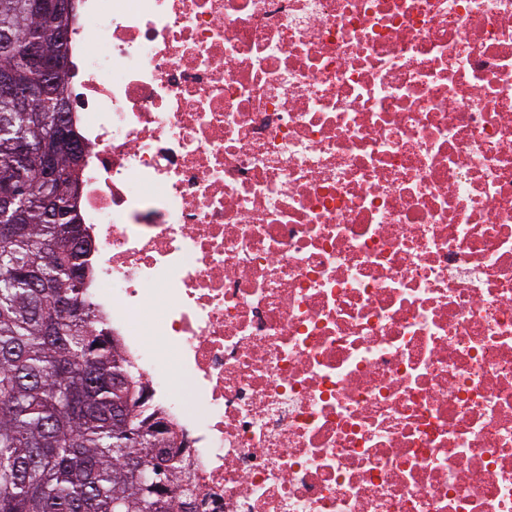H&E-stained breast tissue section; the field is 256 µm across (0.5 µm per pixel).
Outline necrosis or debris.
Listing matches in <instances>:
<instances>
[{
  "mask_svg": "<svg viewBox=\"0 0 512 512\" xmlns=\"http://www.w3.org/2000/svg\"><path fill=\"white\" fill-rule=\"evenodd\" d=\"M73 7L85 297L196 512H512V0Z\"/></svg>",
  "mask_w": 512,
  "mask_h": 512,
  "instance_id": "necrosis-or-debris-1",
  "label": "necrosis or debris"
}]
</instances>
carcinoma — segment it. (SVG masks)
Segmentation results:
<instances>
[{"label":"carcinoma","mask_w":512,"mask_h":512,"mask_svg":"<svg viewBox=\"0 0 512 512\" xmlns=\"http://www.w3.org/2000/svg\"><path fill=\"white\" fill-rule=\"evenodd\" d=\"M72 12H34L30 0H0V29L16 40L40 41L65 55L57 30ZM33 80L18 53L0 50V78ZM65 81L20 107L0 98V180L15 203L0 211V512H140L146 485L156 479L151 449L171 448V430L155 433L140 416L143 385L87 305L88 243L82 225L48 216L41 172L48 133L67 107ZM33 151L18 157L13 142ZM66 177L57 200L70 203V155L57 153ZM80 298L81 312L65 316L59 296ZM142 441L126 448L127 433ZM182 462L162 477L176 488Z\"/></svg>","instance_id":"cac0c4a2"}]
</instances>
